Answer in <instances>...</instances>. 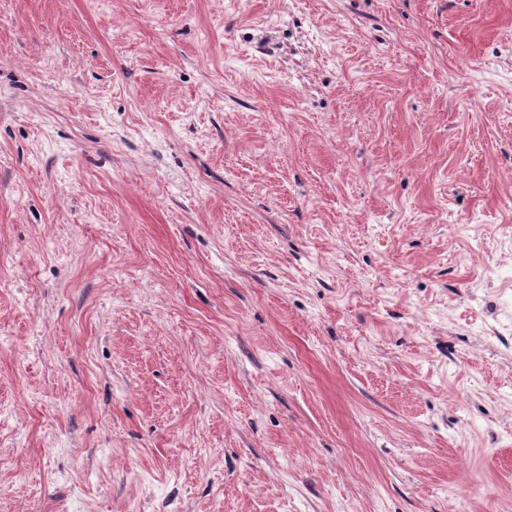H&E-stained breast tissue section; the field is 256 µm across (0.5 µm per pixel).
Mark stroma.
Here are the masks:
<instances>
[{"mask_svg": "<svg viewBox=\"0 0 512 512\" xmlns=\"http://www.w3.org/2000/svg\"><path fill=\"white\" fill-rule=\"evenodd\" d=\"M0 512H512V0H0Z\"/></svg>", "mask_w": 512, "mask_h": 512, "instance_id": "35a3bbf8", "label": "stroma"}]
</instances>
